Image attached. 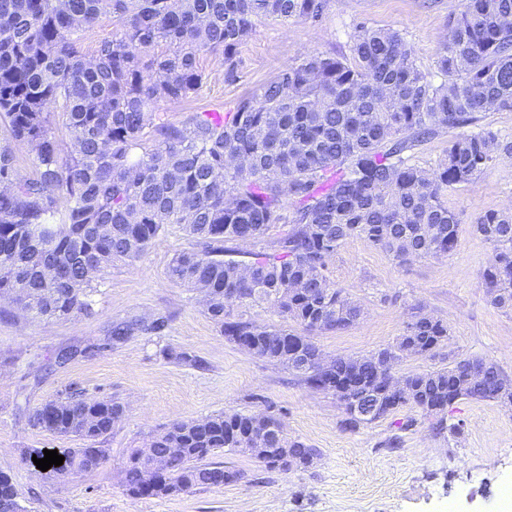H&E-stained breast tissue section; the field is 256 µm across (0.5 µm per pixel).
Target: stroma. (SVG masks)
Listing matches in <instances>:
<instances>
[{"instance_id":"obj_1","label":"stroma","mask_w":512,"mask_h":512,"mask_svg":"<svg viewBox=\"0 0 512 512\" xmlns=\"http://www.w3.org/2000/svg\"><path fill=\"white\" fill-rule=\"evenodd\" d=\"M448 0H329L323 20L257 21L239 49V77L227 80L221 56L204 57L200 95L160 103L157 124H182L195 112H228L241 96L275 78L304 53L348 54L356 24L394 28L413 47L418 65L433 69L448 32ZM512 201V159L497 162L476 182L448 190V206L462 215L457 246L446 256L401 265L367 239L346 240L328 275L361 309L356 323L317 332L313 342L328 357H364L395 344L410 308L444 320L449 340L433 355H413L400 375L482 358L512 377V311L493 307L482 284L491 245L472 220ZM190 239L169 227L136 262L97 273L90 314L46 321L22 316L0 302V471L11 476L28 512H512L499 497L512 483V410L492 401L463 399L449 406V424L406 407L384 419L345 429L337 399L309 388L295 373L227 341L203 311L198 293L168 276L172 259ZM168 317L163 335L139 333L96 352L113 323ZM76 357L60 365V350ZM188 351L197 368L176 360ZM121 402L125 411L101 440L108 456L76 477L43 478L25 460L30 448L64 451L73 439L31 426L29 417L65 389ZM271 411L285 436L315 448L311 465L271 470L228 449L213 460L242 471L243 479L198 487L166 498H133L122 486L130 454L173 423L220 413ZM399 437V448L388 441Z\"/></svg>"}]
</instances>
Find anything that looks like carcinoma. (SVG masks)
I'll use <instances>...</instances> for the list:
<instances>
[{
	"label": "carcinoma",
	"mask_w": 512,
	"mask_h": 512,
	"mask_svg": "<svg viewBox=\"0 0 512 512\" xmlns=\"http://www.w3.org/2000/svg\"><path fill=\"white\" fill-rule=\"evenodd\" d=\"M327 8L328 0H0V119L35 154L25 177L10 145L0 146V296L13 294L21 310L47 319L83 313L92 273L139 260L176 225L195 244L173 258L169 278L204 294L205 313L230 341L248 339L249 354L336 397L344 428L407 405L426 415L461 399L512 407V381L484 359L402 375L399 395L372 386L382 363L448 341V327L420 307L395 345L332 359L330 386L309 337L244 312L265 304L308 333L346 329L360 309L326 271L347 239L364 237L401 265L455 249L462 219L448 208V188L512 158V138L489 125L462 133L430 169L409 164L407 154L488 112H512V0H456L435 61L441 82L417 65L399 30L360 23L351 57L303 54L219 121L194 112L180 126L151 128L160 102L200 93L204 55H222L232 78L256 20L320 22ZM102 15L115 19V31L88 56L81 34ZM51 105L72 137L67 160ZM473 227L493 249L482 274L487 297L512 311V211H487ZM227 296L242 311L225 308ZM167 325L164 316L117 322L95 349ZM122 414L115 401L73 388L36 408L33 427L82 443L48 472L97 468L107 449L94 444ZM223 448L280 471L307 467L316 455L270 414L220 413L156 434L154 458L172 451L174 462L149 486L153 458L135 451L124 490L164 498L243 479L208 461ZM0 512H26L4 472Z\"/></svg>",
	"instance_id": "1"
}]
</instances>
